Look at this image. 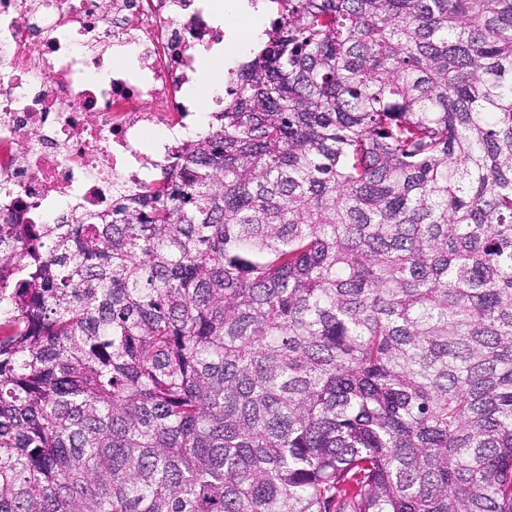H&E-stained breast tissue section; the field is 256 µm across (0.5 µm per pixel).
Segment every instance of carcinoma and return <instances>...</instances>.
<instances>
[{
  "label": "carcinoma",
  "mask_w": 512,
  "mask_h": 512,
  "mask_svg": "<svg viewBox=\"0 0 512 512\" xmlns=\"http://www.w3.org/2000/svg\"><path fill=\"white\" fill-rule=\"evenodd\" d=\"M108 218L0 224V512H512V0H269Z\"/></svg>",
  "instance_id": "1"
}]
</instances>
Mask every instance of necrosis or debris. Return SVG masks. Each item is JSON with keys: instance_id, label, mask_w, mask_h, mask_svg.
<instances>
[{"instance_id": "necrosis-or-debris-1", "label": "necrosis or debris", "mask_w": 512, "mask_h": 512, "mask_svg": "<svg viewBox=\"0 0 512 512\" xmlns=\"http://www.w3.org/2000/svg\"><path fill=\"white\" fill-rule=\"evenodd\" d=\"M210 3L0 0V224L108 213L173 163L205 127L187 86L224 36Z\"/></svg>"}]
</instances>
